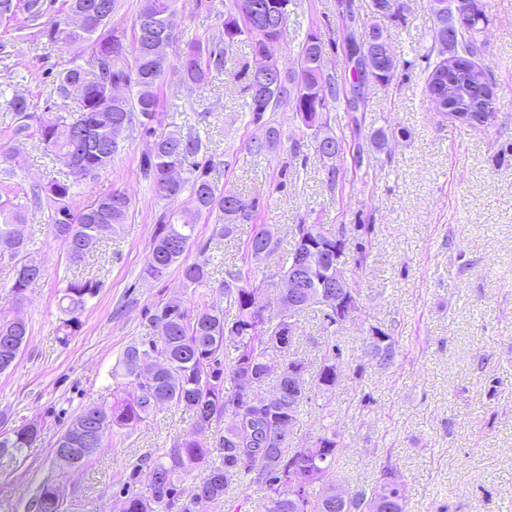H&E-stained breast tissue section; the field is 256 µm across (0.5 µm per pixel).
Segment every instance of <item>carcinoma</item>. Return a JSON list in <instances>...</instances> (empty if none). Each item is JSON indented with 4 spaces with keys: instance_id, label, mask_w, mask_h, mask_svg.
<instances>
[{
    "instance_id": "cac0c4a2",
    "label": "carcinoma",
    "mask_w": 512,
    "mask_h": 512,
    "mask_svg": "<svg viewBox=\"0 0 512 512\" xmlns=\"http://www.w3.org/2000/svg\"><path fill=\"white\" fill-rule=\"evenodd\" d=\"M117 0H66L68 14L80 13L89 24L72 28L68 20L41 22L48 11L44 0H0V18L21 15L27 26L36 28V35L49 43L87 50L83 61L71 62L60 72L55 83L57 95L54 115L39 121L31 132L33 113L23 95H14L0 102L14 117L11 139L17 142L38 136L44 151L68 169L69 178L32 188L34 200H47L55 210L52 234L67 245L66 262L74 257L84 260L94 244L112 235L127 223L131 209L130 197L115 191L89 205L77 206L74 199L76 184L94 180L110 171L120 146L112 145V123L123 120L127 129H140L152 135V123L158 118L157 89L169 61L154 51L156 39L170 29V39L179 28L177 0H140V8L131 33H121L112 27V14ZM438 0H429L434 21V34L448 32L451 57H441V51L431 46L425 54L427 86L448 101V111H458L460 99L466 98L480 106L473 118L482 114L496 116L497 108L487 107V90L469 84L468 70L473 58L483 52L484 43L478 38L488 22L486 0H471V9L458 23L446 9H436ZM379 32L383 43L363 41L366 52L375 55V69L368 70L357 62L350 74V86L357 93L366 80L376 83L393 80L399 60L384 30L376 23L369 34ZM245 36L251 42L252 60L246 63L242 75L247 77L260 68H272L271 55L263 54L269 42H282L286 33L277 28L275 18L266 10L257 11L252 27H241L232 16L224 21V30L206 44L193 42L179 57L182 81L197 88L210 83L213 73L224 71V46ZM325 42L316 33L307 35L302 43L298 67L288 73L276 72L270 84L275 86L263 98L248 94L251 122L258 123L264 113L280 102L279 94L295 95L293 111L307 130L312 146L321 159L336 158L338 143L335 135L330 142L317 141L310 128L328 127V112L339 98L335 78L323 68ZM78 86L79 106L71 110V88ZM281 143L280 130L266 126L262 136L254 138L251 150L260 154L272 152ZM200 135H173L158 139L143 155L140 170L152 180L159 196L175 202L185 191L195 203V213L168 210L158 219L156 233L146 262V272L162 276L177 264L183 286L193 292L209 286L210 261L187 262L185 255L195 243L194 214H217L221 236H228L241 224H251L256 217V204L243 202L238 195L226 192L216 195L207 171L212 158L204 156ZM25 215L7 195H0V260L14 262V278L9 294L24 292L45 274V266L28 257L27 240L17 238L15 226L24 223ZM263 229L254 231L247 244V254L256 262L271 257L278 242L263 239ZM224 296L230 308L229 316L215 307H205L191 314L183 305L167 302L149 314V324L156 334L130 345L112 372V378L123 379L121 389L112 404L88 406L78 413L57 438L55 445L81 448L72 424L80 421L98 432L94 448L101 449L114 430L133 429L144 422L158 407L175 405L193 416L194 423L181 441L170 448H159L154 455L140 460L133 475L147 469L150 481L145 491L127 489L121 499L120 512H208L223 500L235 476L250 477L267 488V496L255 507V512H408L403 482L397 475L369 492L361 491L346 500L327 495V488L336 483V459L339 454L338 434L323 431L315 440L301 448L264 445L262 440L272 435L279 424L297 421L300 407L309 399L310 389H296L288 379V363L306 367L303 359L288 348L270 343L285 326L283 318L267 314L262 300V288L251 277L239 271L227 272ZM59 297L62 314L57 326L59 341L64 343L79 328V314L99 291L93 279H63ZM322 320L323 332L330 338L340 330L321 307H302ZM30 336L27 322L0 319V359L7 354L5 342L13 341L20 351ZM376 365L383 369L395 358L391 336L384 342L372 343L370 351ZM144 357L157 358L160 366L148 382L135 376V366ZM336 346H324L321 363L313 387L330 393L336 387ZM280 365L274 392L277 401L262 408L264 394L259 392L271 372V365ZM224 422V428L212 429L213 423ZM41 433L37 423L15 433H0V448L5 457L18 459L31 447ZM218 451L220 462L208 463L212 451ZM208 465L207 474L199 479L191 493H184L183 482L192 473ZM33 512H67L51 491V481L44 482L31 501Z\"/></svg>"
}]
</instances>
